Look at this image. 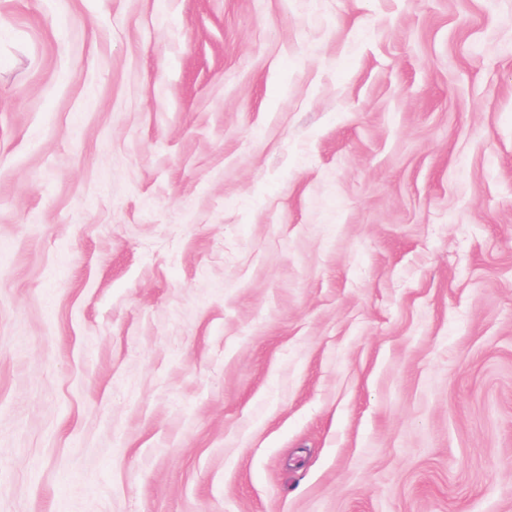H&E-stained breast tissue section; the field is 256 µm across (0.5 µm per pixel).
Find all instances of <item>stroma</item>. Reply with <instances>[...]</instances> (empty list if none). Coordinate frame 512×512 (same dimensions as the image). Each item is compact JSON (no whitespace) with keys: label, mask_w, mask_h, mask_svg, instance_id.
Listing matches in <instances>:
<instances>
[{"label":"stroma","mask_w":512,"mask_h":512,"mask_svg":"<svg viewBox=\"0 0 512 512\" xmlns=\"http://www.w3.org/2000/svg\"><path fill=\"white\" fill-rule=\"evenodd\" d=\"M0 512H512V0H0Z\"/></svg>","instance_id":"1"}]
</instances>
